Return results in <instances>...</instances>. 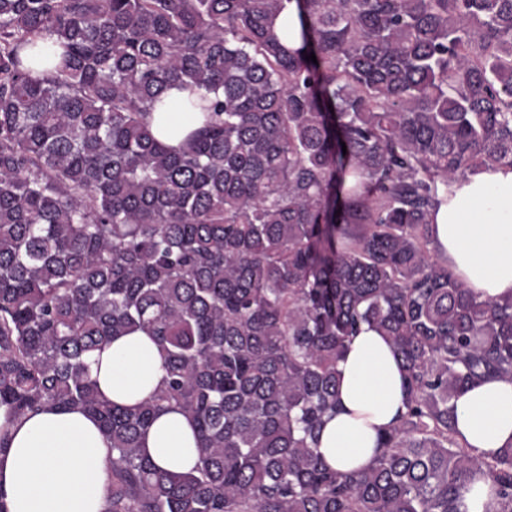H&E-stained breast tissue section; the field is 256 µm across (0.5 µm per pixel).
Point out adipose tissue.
Returning a JSON list of instances; mask_svg holds the SVG:
<instances>
[{
	"label": "adipose tissue",
	"instance_id": "adipose-tissue-1",
	"mask_svg": "<svg viewBox=\"0 0 512 512\" xmlns=\"http://www.w3.org/2000/svg\"><path fill=\"white\" fill-rule=\"evenodd\" d=\"M186 91L170 88L154 113L152 129L175 146L200 125L184 106ZM436 256L447 261L479 299L512 298V166L486 165L448 184L434 214ZM338 408L321 431L319 450L339 471L369 467L377 437L405 410L404 377L390 341L365 326L346 344L338 363ZM99 394L134 407L148 400L165 371L151 336L136 331L115 337L92 355ZM460 442L481 459L512 444V381L489 379L456 401ZM9 447L0 453V500L8 512H105L111 443L84 411L43 408L14 419L0 407V429ZM143 448L160 468L187 472L198 462L191 421L177 411L159 415Z\"/></svg>",
	"mask_w": 512,
	"mask_h": 512
}]
</instances>
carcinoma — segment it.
Listing matches in <instances>:
<instances>
[{"label":"carcinoma","instance_id":"carcinoma-1","mask_svg":"<svg viewBox=\"0 0 512 512\" xmlns=\"http://www.w3.org/2000/svg\"><path fill=\"white\" fill-rule=\"evenodd\" d=\"M283 2L0 0V407L95 417L107 512H459L478 473L512 512V445L455 431L466 388L512 380V300L473 296L431 224L448 181L512 165V0H296L297 48ZM172 87L204 116L175 147L152 131ZM364 325L406 411L342 472L319 436ZM134 330L166 376L124 407L90 357ZM168 409L191 471L142 448ZM54 39L44 38L37 41V47L25 53L32 59V64L38 69L50 67L55 61H59L62 49L56 45ZM58 54V57L55 55Z\"/></svg>","mask_w":512,"mask_h":512}]
</instances>
